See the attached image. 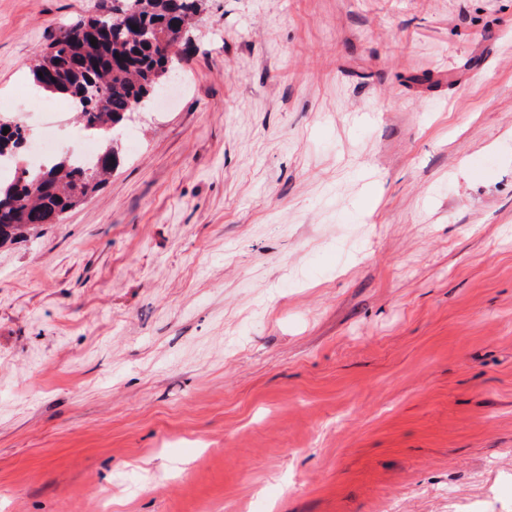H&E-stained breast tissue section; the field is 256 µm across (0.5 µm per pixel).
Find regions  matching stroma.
<instances>
[{
	"mask_svg": "<svg viewBox=\"0 0 512 512\" xmlns=\"http://www.w3.org/2000/svg\"><path fill=\"white\" fill-rule=\"evenodd\" d=\"M112 0H0V98ZM174 104L0 247V512H512V0H201Z\"/></svg>",
	"mask_w": 512,
	"mask_h": 512,
	"instance_id": "stroma-1",
	"label": "stroma"
}]
</instances>
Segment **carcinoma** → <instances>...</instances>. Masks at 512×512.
<instances>
[{
    "instance_id": "1",
    "label": "carcinoma",
    "mask_w": 512,
    "mask_h": 512,
    "mask_svg": "<svg viewBox=\"0 0 512 512\" xmlns=\"http://www.w3.org/2000/svg\"><path fill=\"white\" fill-rule=\"evenodd\" d=\"M199 7L200 0H112V12L75 21L40 52L32 68L35 90L76 103L82 129L99 141L100 151L92 164L62 154L50 167L20 168L0 181V246L57 223L112 175L127 113L155 96L175 64L181 26ZM27 139L19 119L0 115V158L18 156Z\"/></svg>"
}]
</instances>
